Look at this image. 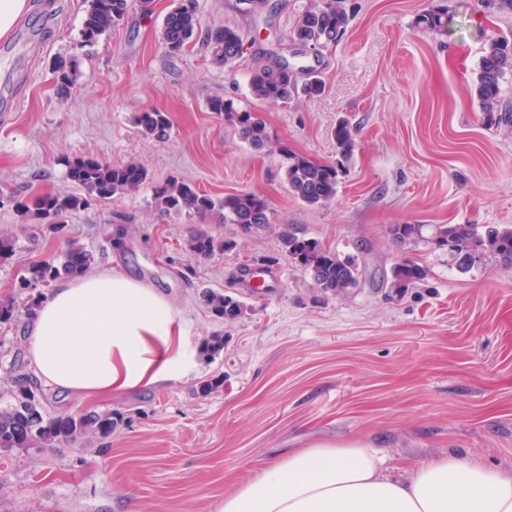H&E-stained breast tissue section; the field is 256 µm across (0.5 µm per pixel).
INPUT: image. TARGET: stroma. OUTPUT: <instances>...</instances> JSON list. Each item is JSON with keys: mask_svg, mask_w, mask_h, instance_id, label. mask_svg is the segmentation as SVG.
Instances as JSON below:
<instances>
[{"mask_svg": "<svg viewBox=\"0 0 512 512\" xmlns=\"http://www.w3.org/2000/svg\"><path fill=\"white\" fill-rule=\"evenodd\" d=\"M311 2L198 0L202 27L229 25L244 36L230 68L199 40L168 55L160 31L172 0L132 7L121 26L86 46L88 0H28L0 39V234L15 240L0 264V301H15L14 321L0 327V384L32 372L21 276L72 241L93 253V270L170 297L191 354L182 376L94 407L45 389L50 414L94 408L127 419L85 450L0 449V512H218L236 481L288 449L354 437L380 450L395 475L443 454L512 470V268L490 256L458 267L432 239L443 224L512 226V131L487 127L470 95L484 47L512 31V15L490 13L482 0H348L342 39L304 55L287 35ZM436 10L448 13L443 30L418 26ZM73 56L79 77L63 94L55 67ZM279 60L299 82L320 78L323 93L288 104L254 100L252 69ZM214 97L260 113L267 146L251 148L210 112ZM151 109L169 115L168 140L135 126ZM343 119L355 129L353 158L335 197L306 205L288 190L280 152L335 163L332 131ZM68 157L137 162L152 181L69 215L56 234L21 223L14 197L75 192ZM172 176L216 198L261 195L268 228L245 235L213 217L202 225L229 248L190 255L184 241L200 224L154 202L155 185ZM117 224L129 229L123 253L110 245ZM284 224L366 264V279L343 296L320 294L283 252ZM394 224L422 225L423 237L396 246ZM406 259L427 269L425 280L398 292L382 286ZM247 263L283 271L281 287L254 294L238 276ZM185 266L195 271L188 281ZM207 288L239 297L245 314L216 318L202 297ZM215 333L224 350L203 357L200 345ZM215 376L223 388L198 394Z\"/></svg>", "mask_w": 512, "mask_h": 512, "instance_id": "obj_1", "label": "stroma"}]
</instances>
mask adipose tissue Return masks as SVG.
Here are the masks:
<instances>
[{
    "label": "adipose tissue",
    "instance_id": "1",
    "mask_svg": "<svg viewBox=\"0 0 512 512\" xmlns=\"http://www.w3.org/2000/svg\"><path fill=\"white\" fill-rule=\"evenodd\" d=\"M28 352L55 391L109 401L182 375L188 340L170 300L121 273L60 282L32 317ZM358 439L291 448L237 482L219 512H512V473L454 455L386 474Z\"/></svg>",
    "mask_w": 512,
    "mask_h": 512
}]
</instances>
